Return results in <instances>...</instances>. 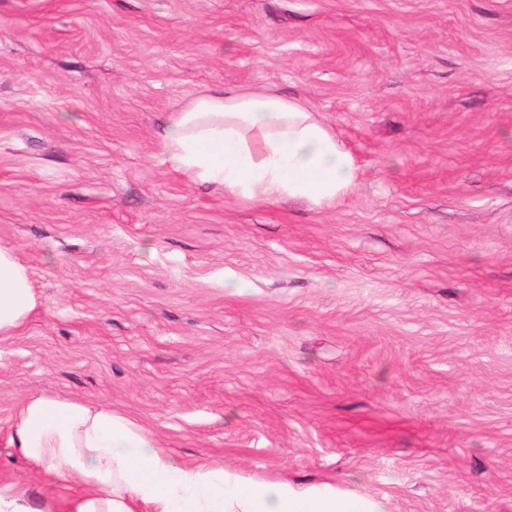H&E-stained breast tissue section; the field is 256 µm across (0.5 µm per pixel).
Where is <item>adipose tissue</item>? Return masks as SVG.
<instances>
[{"label": "adipose tissue", "instance_id": "obj_1", "mask_svg": "<svg viewBox=\"0 0 512 512\" xmlns=\"http://www.w3.org/2000/svg\"><path fill=\"white\" fill-rule=\"evenodd\" d=\"M163 144L189 180L251 200L328 207L359 180L352 155L308 107L272 94L222 88L200 95L169 117ZM36 305L28 267L0 245V338ZM11 445L73 488L65 512H388L381 501L241 482L220 468L186 464L111 408L47 395L23 403Z\"/></svg>", "mask_w": 512, "mask_h": 512}]
</instances>
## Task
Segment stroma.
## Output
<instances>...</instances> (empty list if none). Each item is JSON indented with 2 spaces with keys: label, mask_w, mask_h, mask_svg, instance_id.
<instances>
[{
  "label": "stroma",
  "mask_w": 512,
  "mask_h": 512,
  "mask_svg": "<svg viewBox=\"0 0 512 512\" xmlns=\"http://www.w3.org/2000/svg\"><path fill=\"white\" fill-rule=\"evenodd\" d=\"M304 103L354 156L321 208L176 172L217 87ZM0 485L31 395L174 458L388 512H512V0H0ZM36 305L28 267L15 249L0 245V338L15 333Z\"/></svg>",
  "instance_id": "obj_1"
}]
</instances>
